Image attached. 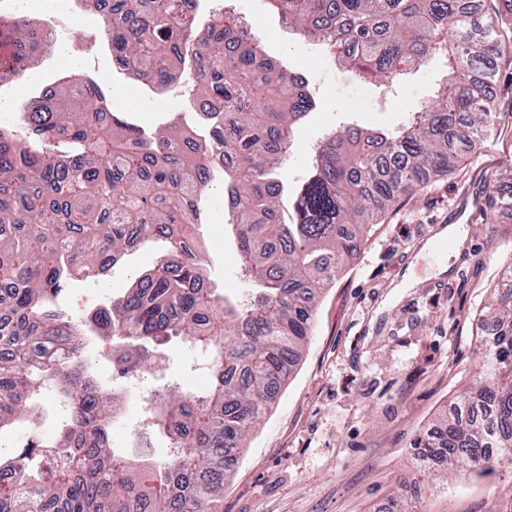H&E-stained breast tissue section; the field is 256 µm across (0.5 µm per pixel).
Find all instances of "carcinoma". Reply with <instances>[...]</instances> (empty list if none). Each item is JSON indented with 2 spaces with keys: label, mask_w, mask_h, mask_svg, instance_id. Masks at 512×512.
<instances>
[{
  "label": "carcinoma",
  "mask_w": 512,
  "mask_h": 512,
  "mask_svg": "<svg viewBox=\"0 0 512 512\" xmlns=\"http://www.w3.org/2000/svg\"><path fill=\"white\" fill-rule=\"evenodd\" d=\"M101 17L112 57L149 90L188 71L192 98L211 103L200 130H150L107 105L104 80L65 75L55 94L27 102L0 126V436L26 426L21 448L0 450V512H213L224 471L294 373L313 330L321 288L369 240L388 206L447 175L495 118L491 86L512 40L476 0H266L313 44L336 42L357 79L392 82L430 58L447 59L438 94L399 127L349 126L310 152L308 172L283 203L277 171L312 107L293 71L265 59L234 18L197 32L200 0H75ZM58 38L16 18L0 29L14 49L9 79ZM224 171V235L240 258L245 293H217L195 248L199 203ZM165 244L150 270L94 322L121 374L186 337L210 356L200 395L172 389L148 413L164 435L162 461L112 446L119 397L100 387L86 347L43 352L84 335L55 307L73 277L95 280L137 243ZM480 371L459 395L460 415L420 437L443 473L488 476L512 457V288L480 314ZM68 409L52 439L39 433L45 388Z\"/></svg>",
  "instance_id": "obj_1"
}]
</instances>
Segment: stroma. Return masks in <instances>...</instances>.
Returning a JSON list of instances; mask_svg holds the SVG:
<instances>
[{
	"instance_id": "1",
	"label": "stroma",
	"mask_w": 512,
	"mask_h": 512,
	"mask_svg": "<svg viewBox=\"0 0 512 512\" xmlns=\"http://www.w3.org/2000/svg\"><path fill=\"white\" fill-rule=\"evenodd\" d=\"M233 8L240 19L257 20L255 36L306 77L315 106L295 133L302 154L324 133L353 122L375 129L402 124L446 76L435 59L385 88L360 82L324 46L308 45L282 24L263 0H235ZM70 59L79 72L109 73L113 111L136 123L193 122L186 78L159 93L141 88L113 60L92 12L73 17L11 93L38 95ZM493 94L499 116L488 136L451 174L430 177L426 189L395 201L321 294L296 371L246 440L218 512H380L395 497L417 512H512V460L500 461L487 477L444 476L420 470L414 448L424 431L446 423L451 403L479 371V315L494 295L499 269L512 263V210L491 208L492 200L512 195V179L502 175L512 167V60L501 61ZM200 209L197 240L207 251L206 275L221 294L234 296L242 283L224 240V210L211 203ZM450 224L458 225L463 243L443 252L433 239ZM160 248L142 244L98 280H71L60 296L66 314L87 319L121 298L134 273L152 268ZM406 278L413 287H402ZM101 349L97 342L87 347L94 374L124 396L112 441L131 444L139 433L137 397L113 378ZM197 358L189 340L174 339L154 356L145 386L206 391L210 379L196 375Z\"/></svg>"
}]
</instances>
